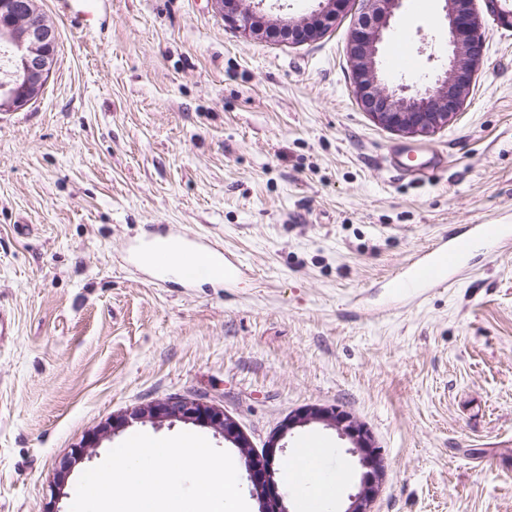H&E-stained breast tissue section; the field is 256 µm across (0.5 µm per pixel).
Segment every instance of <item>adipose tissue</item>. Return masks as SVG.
<instances>
[{
    "label": "adipose tissue",
    "instance_id": "ef3b65f1",
    "mask_svg": "<svg viewBox=\"0 0 512 512\" xmlns=\"http://www.w3.org/2000/svg\"><path fill=\"white\" fill-rule=\"evenodd\" d=\"M315 451L319 456H328L329 450L320 442L310 441L296 448L292 456L282 465L283 478L295 494L297 503L313 498L318 502L316 512H334L336 503V480L325 474L310 471L307 453Z\"/></svg>",
    "mask_w": 512,
    "mask_h": 512
}]
</instances>
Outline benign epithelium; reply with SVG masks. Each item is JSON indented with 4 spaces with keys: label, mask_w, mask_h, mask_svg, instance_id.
Segmentation results:
<instances>
[{
    "label": "benign epithelium",
    "mask_w": 512,
    "mask_h": 512,
    "mask_svg": "<svg viewBox=\"0 0 512 512\" xmlns=\"http://www.w3.org/2000/svg\"><path fill=\"white\" fill-rule=\"evenodd\" d=\"M224 20L252 34L259 31L253 14L240 7V0H212ZM364 18L350 34L353 92L365 111L378 124L411 136H430L453 121L466 101L473 75L481 62V20L475 0H442L446 24L438 45L447 47L448 66L419 88L406 84L388 87L378 67L383 30L404 0H362ZM322 21H288V33L306 40L317 35ZM57 35L35 0H0V112H17L38 99L52 73ZM139 418L153 423L179 419L210 427L236 448L248 444L235 421L224 412L199 402L175 399L139 410ZM319 422L350 440V453L369 473L358 491L348 496L344 512H372L379 489L380 458L369 435L345 414L336 410L310 409L288 420L286 429ZM278 441H273L263 460L246 456V468L257 497H264L274 474Z\"/></svg>",
    "instance_id": "benign-epithelium-1"
}]
</instances>
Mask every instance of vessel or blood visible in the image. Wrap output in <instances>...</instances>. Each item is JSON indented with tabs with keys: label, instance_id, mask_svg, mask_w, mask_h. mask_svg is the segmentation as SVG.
Masks as SVG:
<instances>
[{
	"label": "vessel or blood",
	"instance_id": "1",
	"mask_svg": "<svg viewBox=\"0 0 512 512\" xmlns=\"http://www.w3.org/2000/svg\"><path fill=\"white\" fill-rule=\"evenodd\" d=\"M489 242L506 249L512 247V225L471 224L465 232L433 241L391 275L389 287L395 294L422 299L465 276L475 251ZM136 258L151 271V280L158 285L176 279L185 284L210 280L229 286L246 272L238 258L209 238L168 227L158 229L140 243Z\"/></svg>",
	"mask_w": 512,
	"mask_h": 512
}]
</instances>
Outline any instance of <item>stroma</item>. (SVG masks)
Masks as SVG:
<instances>
[{
    "label": "stroma",
    "instance_id": "stroma-1",
    "mask_svg": "<svg viewBox=\"0 0 512 512\" xmlns=\"http://www.w3.org/2000/svg\"><path fill=\"white\" fill-rule=\"evenodd\" d=\"M259 34L211 0H35L57 56L43 94L0 112V512H70L81 475L134 434L208 427L137 419L172 398L223 410L254 456L316 439L352 468L313 407L369 434L372 512H512V249L420 302L383 286L409 254L466 224L512 222V28L478 0L483 59L457 118L428 137L377 124L353 94L359 0L307 41L318 0H280ZM440 0H404L416 85ZM441 157L422 179L391 166ZM153 224L241 257L234 287L155 286L124 262ZM121 428H113V421Z\"/></svg>",
    "mask_w": 512,
    "mask_h": 512
}]
</instances>
